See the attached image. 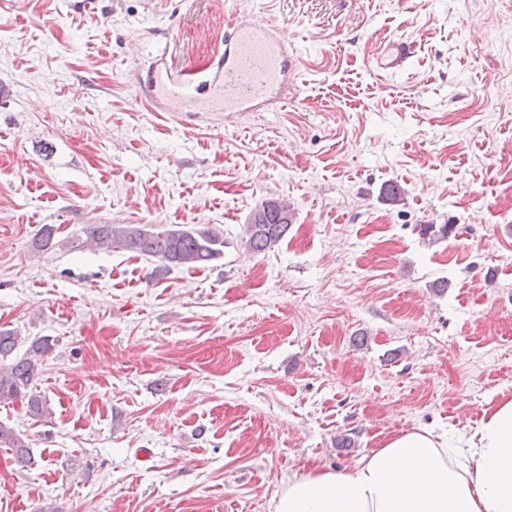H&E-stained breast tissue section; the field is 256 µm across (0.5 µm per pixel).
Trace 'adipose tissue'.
Returning <instances> with one entry per match:
<instances>
[{
	"mask_svg": "<svg viewBox=\"0 0 512 512\" xmlns=\"http://www.w3.org/2000/svg\"><path fill=\"white\" fill-rule=\"evenodd\" d=\"M275 512H512V399L456 446L416 430L349 471L289 481Z\"/></svg>",
	"mask_w": 512,
	"mask_h": 512,
	"instance_id": "1",
	"label": "adipose tissue"
}]
</instances>
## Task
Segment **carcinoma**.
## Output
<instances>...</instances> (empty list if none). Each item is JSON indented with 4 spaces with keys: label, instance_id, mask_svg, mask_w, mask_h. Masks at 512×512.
<instances>
[{
    "label": "carcinoma",
    "instance_id": "cac0c4a2",
    "mask_svg": "<svg viewBox=\"0 0 512 512\" xmlns=\"http://www.w3.org/2000/svg\"><path fill=\"white\" fill-rule=\"evenodd\" d=\"M292 222L288 204L269 198L261 202L249 215L245 224L246 246L253 253L274 248L285 236ZM454 230L450 224H423L420 232L430 240L445 238ZM86 239L77 244L95 250L122 249L153 258L161 262L157 271L171 266L197 268L223 256L224 239L219 230L211 227L174 225L146 228L140 224H88L83 228ZM64 241L54 240L50 224L42 227L33 238L31 248L43 253L55 247H63ZM21 342L14 330L0 328V404L26 401L27 412L41 419L51 415L46 399L33 393L34 382L41 373L42 363L53 344L48 338L33 340L25 352L14 354ZM0 447L7 448L17 463H32L28 442L13 428L0 423Z\"/></svg>",
    "mask_w": 512,
    "mask_h": 512
}]
</instances>
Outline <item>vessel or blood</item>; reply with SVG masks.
<instances>
[{"mask_svg":"<svg viewBox=\"0 0 512 512\" xmlns=\"http://www.w3.org/2000/svg\"><path fill=\"white\" fill-rule=\"evenodd\" d=\"M415 46L406 40H388L374 56L377 68L403 69ZM300 58L280 41L276 25L241 22L224 37L223 53L213 55L203 73L173 74L149 68L138 87L158 112H188L199 108V88H207L213 108L221 112H251L271 101L288 86Z\"/></svg>","mask_w":512,"mask_h":512,"instance_id":"vessel-or-blood-1","label":"vessel or blood"}]
</instances>
